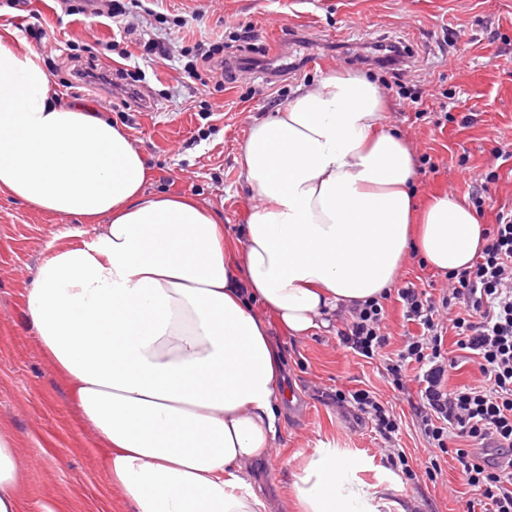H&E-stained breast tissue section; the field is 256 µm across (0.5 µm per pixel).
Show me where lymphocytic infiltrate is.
<instances>
[{
  "mask_svg": "<svg viewBox=\"0 0 512 512\" xmlns=\"http://www.w3.org/2000/svg\"><path fill=\"white\" fill-rule=\"evenodd\" d=\"M407 322L418 326L386 371L395 391L407 395L429 445L427 477H436L440 461L452 457L473 492L469 512H512V209L500 210L485 234L472 265L448 276L437 298L413 283L396 291ZM476 364L473 383L450 387L456 368L445 347L447 333ZM353 353L372 359L390 343L381 300L366 302L340 333ZM352 401L356 417L370 421L383 439L398 432V418L373 392H337Z\"/></svg>",
  "mask_w": 512,
  "mask_h": 512,
  "instance_id": "1",
  "label": "lymphocytic infiltrate"
}]
</instances>
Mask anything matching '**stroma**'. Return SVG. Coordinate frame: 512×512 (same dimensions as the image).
Listing matches in <instances>:
<instances>
[{"label":"stroma","instance_id":"stroma-1","mask_svg":"<svg viewBox=\"0 0 512 512\" xmlns=\"http://www.w3.org/2000/svg\"><path fill=\"white\" fill-rule=\"evenodd\" d=\"M157 14L138 18L134 4L114 19L65 14L57 0H31L28 11L0 0V30L8 46L36 53L55 88L77 68L96 64L112 70L130 62L115 44L133 54L140 42L168 39L170 56L141 63L143 100L117 89L86 87L82 104L123 125L151 170L150 194L190 195L216 213L228 236H236L256 200L238 162L250 125L282 108L297 86L330 73L356 72L380 85L386 71L332 58L328 40L377 42L405 39L417 56L403 80L423 84L421 108L387 97L388 123L417 157L419 202L435 194L470 200L484 187L478 213L495 223L500 208L512 209V159L494 155L512 142V0H159ZM253 23L256 48L277 56L285 32L309 33L310 61L285 69L275 87L264 73L240 72L223 86L203 91L186 77L184 53L196 42L231 44L238 24ZM430 163H421V156ZM94 225L75 217H53L0 195V426L8 428L25 474V512H124L97 452L94 433L81 421L67 381L44 357L26 320L23 293L41 260L53 250L93 239ZM269 334L284 355L281 402L283 446L260 463L253 476L269 512H283L295 454L324 446L357 456L369 483L390 476L383 440L355 424L329 399V391L367 388L392 404L402 424L393 439L418 476L402 480L399 501L417 512H466L472 494L454 461H441L437 479L422 475L425 437L406 401L387 381L382 360L355 356L337 333L296 339L274 317Z\"/></svg>","mask_w":512,"mask_h":512}]
</instances>
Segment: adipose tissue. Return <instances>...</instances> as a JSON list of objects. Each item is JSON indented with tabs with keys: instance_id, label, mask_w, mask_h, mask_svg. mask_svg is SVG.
Listing matches in <instances>:
<instances>
[{
	"instance_id": "obj_1",
	"label": "adipose tissue",
	"mask_w": 512,
	"mask_h": 512,
	"mask_svg": "<svg viewBox=\"0 0 512 512\" xmlns=\"http://www.w3.org/2000/svg\"><path fill=\"white\" fill-rule=\"evenodd\" d=\"M239 162L260 204L229 239L197 201L146 194L127 131L0 44V193L96 225L42 260L25 307L126 512H266L251 474L281 444L282 365L257 308L291 336L322 333L395 287L409 254L445 275L484 243L468 204L416 207V161L382 89L356 74L298 86L255 120ZM359 470L334 448L303 454L293 512H406L396 481ZM21 481L0 428V512H21Z\"/></svg>"
}]
</instances>
